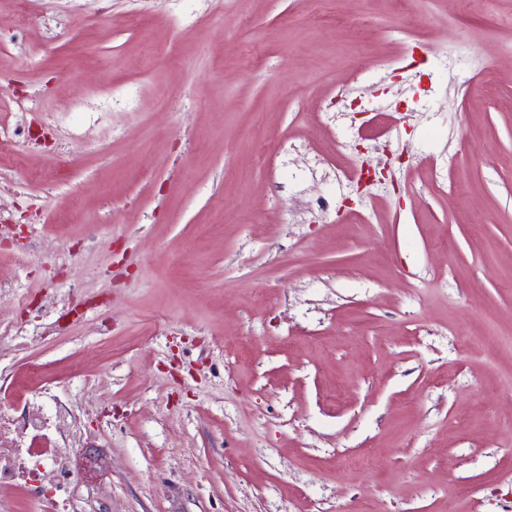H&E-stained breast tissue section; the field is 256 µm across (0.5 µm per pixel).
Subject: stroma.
Here are the masks:
<instances>
[{
    "mask_svg": "<svg viewBox=\"0 0 512 512\" xmlns=\"http://www.w3.org/2000/svg\"><path fill=\"white\" fill-rule=\"evenodd\" d=\"M409 2L200 0L186 25L34 0L71 27L0 53V117L24 96L82 134L54 123L0 160L29 181L16 220L51 246H0V274L110 301L109 339L74 321L16 359L109 443L75 512L512 497V0ZM409 14L415 33L386 37ZM304 141L324 166L283 154ZM66 160L73 183L45 191Z\"/></svg>",
    "mask_w": 512,
    "mask_h": 512,
    "instance_id": "35a3bbf8",
    "label": "stroma"
}]
</instances>
